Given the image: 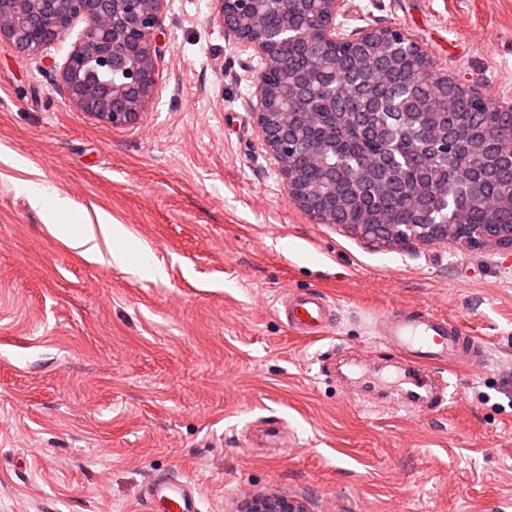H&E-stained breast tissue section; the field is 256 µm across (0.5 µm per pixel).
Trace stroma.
I'll list each match as a JSON object with an SVG mask.
<instances>
[{
    "label": "stroma",
    "instance_id": "35a3bbf8",
    "mask_svg": "<svg viewBox=\"0 0 512 512\" xmlns=\"http://www.w3.org/2000/svg\"><path fill=\"white\" fill-rule=\"evenodd\" d=\"M212 0H167L154 104L115 127L59 88L71 47L0 46V512H141L150 477L200 512L270 494L307 512H512V247L371 244L291 200L249 105L253 52ZM343 33L397 26L468 89L512 100V0H348ZM15 155L29 168L6 163ZM103 212L161 269L84 258L22 186ZM337 306L326 335L277 315ZM423 307L486 345L441 366L460 398L388 410L361 389L405 362L375 316ZM287 422L282 447L259 431ZM335 306L316 289L287 293L280 306L290 331L299 336H318L325 333L335 320Z\"/></svg>",
    "mask_w": 512,
    "mask_h": 512
}]
</instances>
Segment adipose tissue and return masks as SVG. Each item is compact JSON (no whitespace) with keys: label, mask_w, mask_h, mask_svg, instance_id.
Returning a JSON list of instances; mask_svg holds the SVG:
<instances>
[{"label":"adipose tissue","mask_w":512,"mask_h":512,"mask_svg":"<svg viewBox=\"0 0 512 512\" xmlns=\"http://www.w3.org/2000/svg\"><path fill=\"white\" fill-rule=\"evenodd\" d=\"M72 248L92 261L126 267L130 264V246L127 229L100 218L98 224H81L77 233L69 235Z\"/></svg>","instance_id":"adipose-tissue-1"}]
</instances>
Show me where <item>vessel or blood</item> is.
<instances>
[{
    "mask_svg": "<svg viewBox=\"0 0 512 512\" xmlns=\"http://www.w3.org/2000/svg\"><path fill=\"white\" fill-rule=\"evenodd\" d=\"M290 331L299 336H318L334 322L335 306L321 291L311 289L286 294L278 308ZM376 325L383 340L400 351L412 368L403 391L407 398L420 397L429 384L421 369L431 363L467 368L477 357L484 342L470 335L460 322L437 315L431 310L417 313L382 312ZM146 496L149 503H164L167 512H199L195 489L188 483L171 479L152 480Z\"/></svg>",
    "mask_w": 512,
    "mask_h": 512,
    "instance_id": "vessel-or-blood-1",
    "label": "vessel or blood"
}]
</instances>
